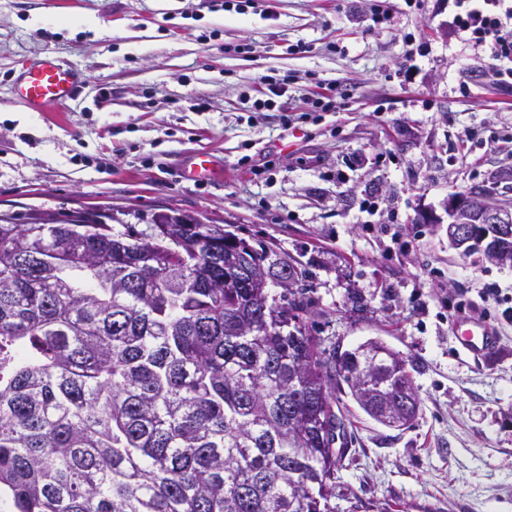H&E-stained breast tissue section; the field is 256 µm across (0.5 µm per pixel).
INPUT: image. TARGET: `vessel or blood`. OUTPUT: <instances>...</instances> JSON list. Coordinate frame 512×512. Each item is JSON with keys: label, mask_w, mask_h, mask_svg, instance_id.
<instances>
[{"label": "vessel or blood", "mask_w": 512, "mask_h": 512, "mask_svg": "<svg viewBox=\"0 0 512 512\" xmlns=\"http://www.w3.org/2000/svg\"><path fill=\"white\" fill-rule=\"evenodd\" d=\"M82 82L81 72L48 53L22 65L14 92L30 110L40 112L52 105L67 104L78 94ZM455 339L459 351L475 359L487 353L496 342L490 329L474 319L467 327L456 328Z\"/></svg>", "instance_id": "vessel-or-blood-1"}]
</instances>
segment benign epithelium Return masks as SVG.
Returning <instances> with one entry per match:
<instances>
[{
    "label": "benign epithelium",
    "mask_w": 512,
    "mask_h": 512,
    "mask_svg": "<svg viewBox=\"0 0 512 512\" xmlns=\"http://www.w3.org/2000/svg\"><path fill=\"white\" fill-rule=\"evenodd\" d=\"M447 233L448 241L465 253L478 246L490 260L502 265L512 262L511 255L491 244L494 238L512 239V205L501 203L491 193L475 191L448 198ZM374 412L387 426L398 428L401 422L416 416L418 403L407 391L399 411L379 404L374 407Z\"/></svg>",
    "instance_id": "benign-epithelium-1"
}]
</instances>
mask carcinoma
Instances as JSON below:
<instances>
[{
  "label": "carcinoma",
  "mask_w": 512,
  "mask_h": 512,
  "mask_svg": "<svg viewBox=\"0 0 512 512\" xmlns=\"http://www.w3.org/2000/svg\"><path fill=\"white\" fill-rule=\"evenodd\" d=\"M0 213V497L13 512H335L347 386L416 390L394 349L326 350L219 224L113 232Z\"/></svg>",
  "instance_id": "obj_1"
}]
</instances>
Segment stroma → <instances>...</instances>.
Wrapping results in <instances>:
<instances>
[{"label":"stroma","mask_w":512,"mask_h":512,"mask_svg":"<svg viewBox=\"0 0 512 512\" xmlns=\"http://www.w3.org/2000/svg\"><path fill=\"white\" fill-rule=\"evenodd\" d=\"M448 0H0V213L28 223L84 208L147 229L166 205L262 241L308 273L307 321L326 347L381 339L419 396L392 429L342 395L348 443L336 512H512V268L448 243L452 192L512 199V92ZM52 53L77 97L28 110L21 65ZM288 109L258 110L259 77ZM344 104L314 111L317 84ZM216 172L187 178L193 154ZM375 203L362 212V200ZM497 346L459 354V312Z\"/></svg>","instance_id":"1"}]
</instances>
